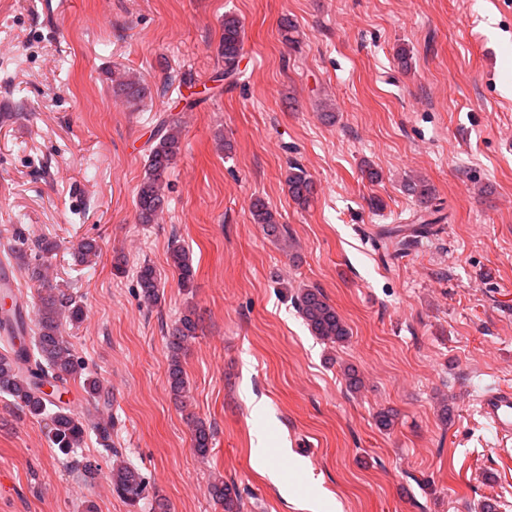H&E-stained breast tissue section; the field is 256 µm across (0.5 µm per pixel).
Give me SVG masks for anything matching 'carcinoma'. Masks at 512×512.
<instances>
[{
    "label": "carcinoma",
    "mask_w": 512,
    "mask_h": 512,
    "mask_svg": "<svg viewBox=\"0 0 512 512\" xmlns=\"http://www.w3.org/2000/svg\"><path fill=\"white\" fill-rule=\"evenodd\" d=\"M243 25L237 15L224 14L223 33L218 55L223 62L222 77L237 82L245 77L240 68L243 50ZM114 94L130 105H137L150 96L145 81L130 72L112 74ZM183 124L177 116L158 119L150 145L144 175L136 192V215L140 224H152L163 208L168 189V177L182 151ZM285 184L291 200L306 209L314 201L317 188L307 169L297 161L288 166ZM408 189L418 206L442 211V204H433V188L423 179L408 180ZM254 223L261 225L264 233L276 239L285 235L277 212L265 200L256 197L250 202ZM57 249V243L48 238L33 242L24 235L10 249L13 263L25 269L31 280L43 285L35 312L34 336H29L28 325L20 311H3L0 327L10 326L11 335L0 340L8 345V351L0 354V396L6 395L32 418L47 422L48 437L52 445L66 457V463L81 473L84 480L96 478L98 466L88 458L78 459V450L84 447L88 431L96 433L98 444L111 455L119 456L112 442L115 420L99 415L89 420L65 407L61 399L60 385L79 380L87 396L96 401L104 393L100 380L90 372L85 362L76 355L71 342L65 336V327L77 326L84 321L85 309L70 292L53 288L49 284L46 259ZM99 252L96 241L85 239L78 243L73 258L88 265ZM169 262L181 288H190L195 270L182 244L174 239L169 248ZM137 283L144 303L154 306L162 299L160 275L153 265L143 263L137 270ZM297 308L311 333L320 340L336 344L347 340L348 327L318 288H302L296 295ZM200 318L193 307L187 308L167 332L169 351L167 382L172 398L181 405L187 404L189 387L182 364L187 343L198 336ZM192 449L202 458L208 457L214 446L216 429L213 424L196 416L188 417ZM112 490L129 505L136 507L149 502L152 512H170L168 501L159 496H149L146 477L142 471L125 461H114L109 474ZM208 494L221 506L223 512H244L245 503L235 482L214 476L208 483Z\"/></svg>",
    "instance_id": "carcinoma-1"
}]
</instances>
